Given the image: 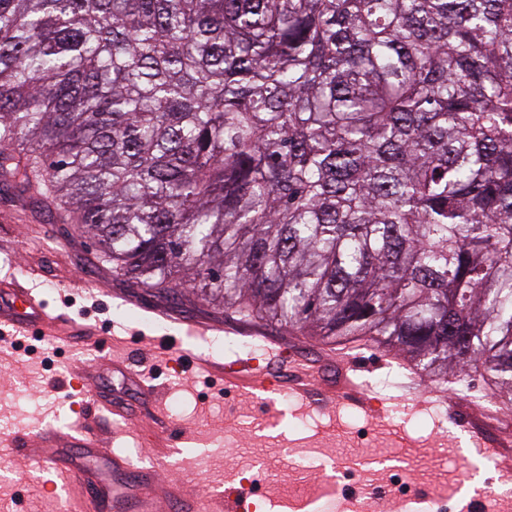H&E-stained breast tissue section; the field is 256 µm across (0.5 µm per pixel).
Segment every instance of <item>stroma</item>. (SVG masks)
Masks as SVG:
<instances>
[{
  "instance_id": "obj_1",
  "label": "stroma",
  "mask_w": 512,
  "mask_h": 512,
  "mask_svg": "<svg viewBox=\"0 0 512 512\" xmlns=\"http://www.w3.org/2000/svg\"><path fill=\"white\" fill-rule=\"evenodd\" d=\"M95 253L93 240L0 184V277L30 275L47 309L74 323L62 339L26 336L23 348L0 361V419L10 423L0 429V459L13 472L10 481L0 483V512H58L80 493L77 485L55 496L42 492L44 473L35 472L14 446L23 436L39 447L43 428L65 429L79 419L69 386L76 369L87 392L132 410L125 422L95 410L104 452L127 457L136 470L160 466L164 479L187 497L223 490L226 477L247 478L264 469L260 512H283L281 499L311 492L330 475L339 448L361 460L358 481L364 487L377 486L375 465L393 456L414 470L417 487L457 490L462 503L476 499L477 488L456 489L457 472L472 469L484 484L496 477L493 460L448 420L439 404L443 398L490 422L505 443L498 459L512 458V403L470 369L445 381L432 379L402 356L361 349L372 390L398 395L411 382L417 398L432 403L429 410L402 409L377 423L350 406L325 413L282 398L269 409L259 400L226 393L219 376L192 360H236L227 336H191L181 328L185 320L224 324L223 313L191 295L170 302L127 287ZM150 308L167 313L168 322L148 320ZM146 366L158 389L153 398L138 385ZM398 436L406 446L396 450Z\"/></svg>"
}]
</instances>
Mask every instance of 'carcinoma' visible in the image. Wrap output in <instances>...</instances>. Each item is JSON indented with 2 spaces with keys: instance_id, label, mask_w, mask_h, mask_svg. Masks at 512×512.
<instances>
[{
  "instance_id": "carcinoma-1",
  "label": "carcinoma",
  "mask_w": 512,
  "mask_h": 512,
  "mask_svg": "<svg viewBox=\"0 0 512 512\" xmlns=\"http://www.w3.org/2000/svg\"><path fill=\"white\" fill-rule=\"evenodd\" d=\"M169 300L512 398V0H0V183Z\"/></svg>"
}]
</instances>
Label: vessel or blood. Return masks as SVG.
Returning a JSON list of instances; mask_svg holds the SVG:
<instances>
[{"instance_id": "obj_1", "label": "vessel or blood", "mask_w": 512, "mask_h": 512, "mask_svg": "<svg viewBox=\"0 0 512 512\" xmlns=\"http://www.w3.org/2000/svg\"><path fill=\"white\" fill-rule=\"evenodd\" d=\"M2 326L24 335L39 331L49 336L56 322L31 288L17 281L8 285L0 282ZM224 332L257 337L263 342L258 364L250 359L224 364L200 359V368L223 378L226 391L268 403L289 396L319 408L349 403L378 421L385 420L392 409L390 402L377 399L371 392L352 361H338L335 379L324 384L320 381L323 364L318 358L290 353L287 344L269 334L262 324L229 321ZM459 424L486 455L497 454L498 441L489 437L474 418L460 416ZM43 439L44 447L27 449L26 454L40 467L56 471L63 483L81 486L74 512H157L163 497L169 498L175 512H255L257 508L249 483L203 500L176 495L173 485L163 483L158 468L136 471L121 456L103 455L99 433L87 418L65 430L47 429Z\"/></svg>"}]
</instances>
